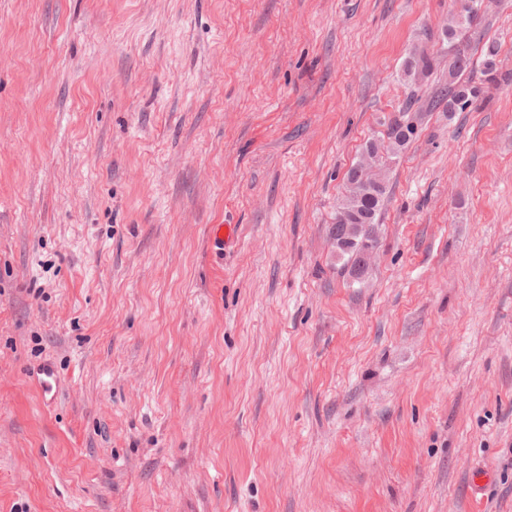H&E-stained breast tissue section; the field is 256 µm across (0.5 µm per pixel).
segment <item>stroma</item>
I'll list each match as a JSON object with an SVG mask.
<instances>
[{
	"mask_svg": "<svg viewBox=\"0 0 512 512\" xmlns=\"http://www.w3.org/2000/svg\"><path fill=\"white\" fill-rule=\"evenodd\" d=\"M455 9L0 0V512H512V0L364 283L329 236ZM435 59L424 49H414L403 63V73L405 79L410 83L417 85L434 68Z\"/></svg>",
	"mask_w": 512,
	"mask_h": 512,
	"instance_id": "1",
	"label": "stroma"
}]
</instances>
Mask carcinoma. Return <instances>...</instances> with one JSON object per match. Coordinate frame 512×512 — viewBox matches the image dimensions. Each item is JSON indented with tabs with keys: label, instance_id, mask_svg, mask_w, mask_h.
Returning <instances> with one entry per match:
<instances>
[{
	"label": "carcinoma",
	"instance_id": "carcinoma-1",
	"mask_svg": "<svg viewBox=\"0 0 512 512\" xmlns=\"http://www.w3.org/2000/svg\"><path fill=\"white\" fill-rule=\"evenodd\" d=\"M456 4L457 10L448 18L443 31L448 50V81L425 99L411 91L383 123L381 135L367 142L359 160L346 174L330 235L336 253L351 261L348 274L354 283H362L369 271L366 246L378 244L382 210L389 193L388 166L415 135L420 116L442 104L450 114L463 112L480 94V87L473 80L462 79L465 72H473L466 31L477 18L479 0H456ZM434 62L425 50H413L403 63L405 79L419 84L434 68Z\"/></svg>",
	"mask_w": 512,
	"mask_h": 512
}]
</instances>
